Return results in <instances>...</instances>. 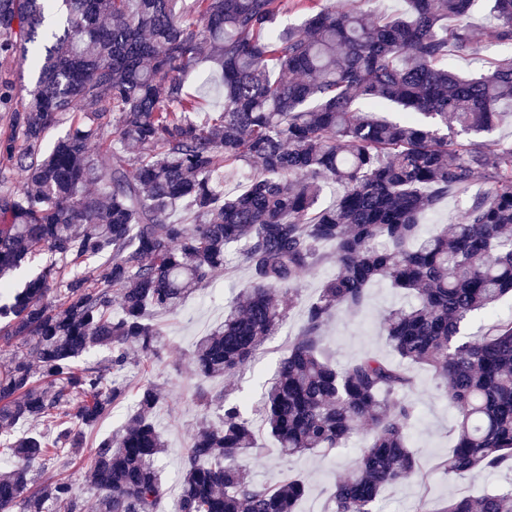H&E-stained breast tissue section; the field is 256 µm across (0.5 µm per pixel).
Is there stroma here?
Instances as JSON below:
<instances>
[{
  "label": "stroma",
  "instance_id": "stroma-1",
  "mask_svg": "<svg viewBox=\"0 0 512 512\" xmlns=\"http://www.w3.org/2000/svg\"><path fill=\"white\" fill-rule=\"evenodd\" d=\"M488 3L489 0H477L471 12L470 28L478 46L477 58L454 57L450 60L451 68L460 75L479 76L488 62L512 55V46L500 44L493 37ZM334 271L333 264L323 263L304 273L300 280L299 302L278 333L264 342L243 371L228 380L210 381L209 389L225 391L231 402L256 400L275 376L289 339L298 332L305 304L317 297L323 280ZM249 280L248 271L240 267L217 272L209 286L189 296L177 313L159 314L153 318L164 332L165 344L158 360L146 371L136 372L135 378L154 382L168 393L155 412V421L168 444L162 460V478L167 487L163 512H170L177 495L185 449L200 419L195 400L198 381L192 374L189 354L199 336L223 322L225 305L247 286ZM413 300V294L408 291L385 283L373 284L363 307L355 311L340 309L326 323L323 330L325 356L339 367L369 351L391 357L392 352L382 334V315L387 308L407 305ZM410 373L415 385L405 398L415 408V419L409 429V446L423 471L428 472L429 480L424 484L412 481L385 488L374 505V512H416L424 502L436 508L452 497H476L512 485L510 471L455 479L436 471V464L447 457L453 446L449 433L453 412L427 368L414 366ZM365 437V432H358L345 447L329 455L319 453L284 459L267 432L257 431V443L263 453L253 461L252 475L257 481L272 483L282 473L296 474L307 485V493L298 503L296 512H332L333 485L337 477L350 475Z\"/></svg>",
  "mask_w": 512,
  "mask_h": 512
}]
</instances>
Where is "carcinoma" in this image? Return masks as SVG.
Here are the masks:
<instances>
[{
	"mask_svg": "<svg viewBox=\"0 0 512 512\" xmlns=\"http://www.w3.org/2000/svg\"><path fill=\"white\" fill-rule=\"evenodd\" d=\"M282 2L0 0V278L35 250L55 256L20 290L0 284V338L17 344L0 363V456L13 462L0 474V512H86L70 480L37 484L33 467L82 455L85 430L128 392L129 352L144 369L158 357L154 315L206 287L231 246L250 281L195 342L202 381L252 361L304 272L330 261L336 273L251 413L198 386L203 414H223L190 439L173 512H296L300 477L261 483L245 464L263 452L254 417L283 458L330 454L367 427L351 476L334 484V512H373L387 486L426 482L407 442L405 363L428 366L454 410V445L437 468L512 470V317L464 333L512 292V145L477 140L512 101V56L477 78L448 69L449 57L478 52L467 24L475 0H407L404 14L375 17L367 0H296L308 17L280 28ZM493 12L496 40L512 45V0H493ZM19 56L36 72L22 107ZM203 63L224 106L201 120L183 74ZM362 100L402 117L362 113ZM66 117L69 130L44 148ZM93 142L111 158L104 173ZM244 167V187L224 194ZM479 175L487 188L462 222L423 232L421 219ZM328 184L341 194L321 207ZM92 257L106 258L97 279L58 266ZM379 281L416 298L382 317L396 359L367 352L339 371L322 357L323 328ZM95 347L110 351L107 363L78 368ZM163 400L158 385L140 384L124 423L94 448V512H161ZM437 512H512V486Z\"/></svg>",
	"mask_w": 512,
	"mask_h": 512,
	"instance_id": "carcinoma-1",
	"label": "carcinoma"
}]
</instances>
